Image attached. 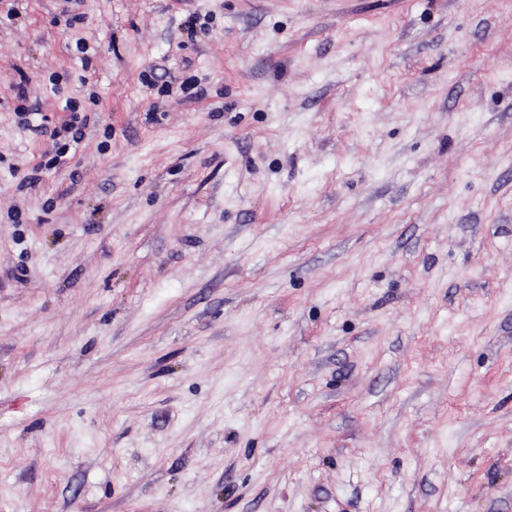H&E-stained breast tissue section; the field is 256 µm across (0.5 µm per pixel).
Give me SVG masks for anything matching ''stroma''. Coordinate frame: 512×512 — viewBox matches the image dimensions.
<instances>
[{"label": "stroma", "instance_id": "1", "mask_svg": "<svg viewBox=\"0 0 512 512\" xmlns=\"http://www.w3.org/2000/svg\"><path fill=\"white\" fill-rule=\"evenodd\" d=\"M0 512H512V0H0Z\"/></svg>", "mask_w": 512, "mask_h": 512}]
</instances>
